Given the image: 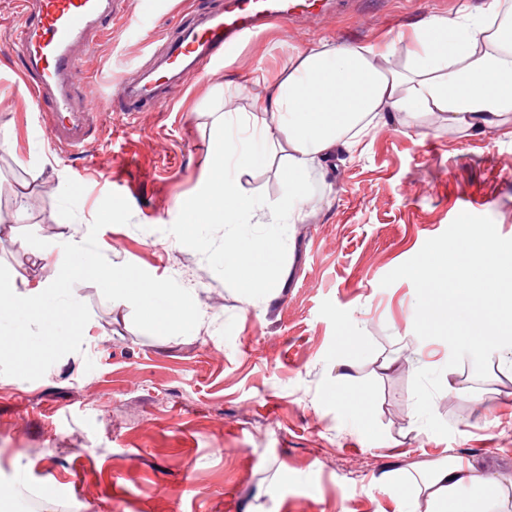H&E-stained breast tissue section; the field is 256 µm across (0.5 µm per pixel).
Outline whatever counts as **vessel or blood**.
<instances>
[{
  "mask_svg": "<svg viewBox=\"0 0 512 512\" xmlns=\"http://www.w3.org/2000/svg\"><path fill=\"white\" fill-rule=\"evenodd\" d=\"M120 0H20V35L25 50V87L38 107V127L50 149L81 154L91 128L85 114L70 108L77 47L88 34L111 36L112 26L136 27L140 18L122 16ZM333 0H227L223 11L208 14L158 51L162 68L138 85L113 82L109 93L117 112L157 100L162 90L186 85L202 67L221 66L240 45L273 20L301 21L340 16ZM144 179L137 163L113 175L122 196L138 200Z\"/></svg>",
  "mask_w": 512,
  "mask_h": 512,
  "instance_id": "obj_1",
  "label": "vessel or blood"
}]
</instances>
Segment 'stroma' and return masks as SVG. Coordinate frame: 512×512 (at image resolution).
Instances as JSON below:
<instances>
[{
    "instance_id": "1",
    "label": "stroma",
    "mask_w": 512,
    "mask_h": 512,
    "mask_svg": "<svg viewBox=\"0 0 512 512\" xmlns=\"http://www.w3.org/2000/svg\"><path fill=\"white\" fill-rule=\"evenodd\" d=\"M488 2L386 0L363 21L270 25L228 66L204 69L168 104L137 113L124 140L113 136L109 83L137 82L156 66L152 44L177 36L186 10L217 11L224 0H124L143 17L141 32L116 25L111 37L94 34L78 48L70 105L95 128L89 159L121 172L133 158L150 173L145 207H133L131 224L103 227L98 246L113 264L194 286L205 315L190 334L151 335L134 326L128 302L77 283L91 313L81 351L35 381L0 376V486L14 489L0 512H22L25 499L47 512H399L401 492L383 473L426 469L451 453L486 476L512 478L502 366L491 361L480 379L471 360L448 367L445 342L420 341L457 386L433 400L451 436L431 433L414 417L417 366L404 354L415 288L406 279L380 285L472 205L512 238L511 132L469 137L435 114L397 115L340 148L328 174L307 177L312 205L283 237V286L271 299L225 277L223 225L191 230L182 215L184 202L205 195L212 108L224 83L282 67L322 39L365 44L463 7L484 13ZM18 27L16 0H0V264L24 292L56 278L44 254L86 238L113 185L105 171L49 149L24 87ZM241 186L258 208L232 231L260 234L288 187L273 164L244 172ZM29 192L38 209L21 206ZM350 336L362 337L360 350L347 347ZM386 359L394 365L384 371ZM361 390L372 402L356 421L344 398ZM475 393L489 408L472 401ZM50 482L61 493L47 494Z\"/></svg>"
}]
</instances>
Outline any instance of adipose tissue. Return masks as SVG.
Returning a JSON list of instances; mask_svg holds the SVG:
<instances>
[{"label": "adipose tissue", "mask_w": 512, "mask_h": 512, "mask_svg": "<svg viewBox=\"0 0 512 512\" xmlns=\"http://www.w3.org/2000/svg\"><path fill=\"white\" fill-rule=\"evenodd\" d=\"M249 94L245 113L219 111L207 163L213 170L204 201L184 205L185 223L239 224L257 204L239 173L279 157L288 195L259 237L224 242V272L251 295L280 292L281 232L303 223L306 173L324 168L337 147L398 112H431L448 127L477 136L512 123V7L493 0L489 13L439 17L366 45L319 43L297 52L276 74L253 86H224ZM502 481L486 477L457 455L417 474L402 489L404 512H491Z\"/></svg>", "instance_id": "ef3b65f1"}]
</instances>
